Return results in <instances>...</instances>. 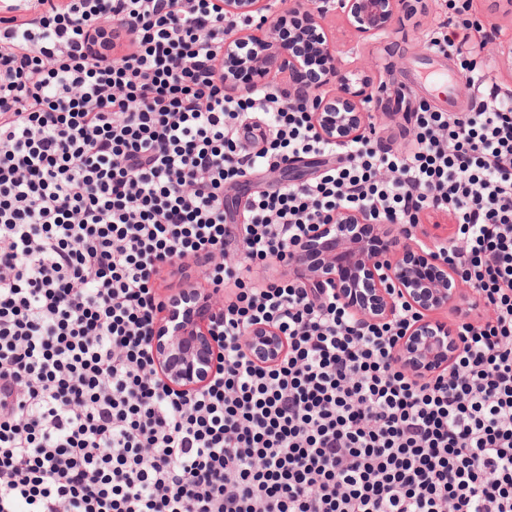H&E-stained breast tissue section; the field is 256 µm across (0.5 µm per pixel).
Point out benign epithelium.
<instances>
[{
    "mask_svg": "<svg viewBox=\"0 0 512 512\" xmlns=\"http://www.w3.org/2000/svg\"><path fill=\"white\" fill-rule=\"evenodd\" d=\"M224 11V19L260 17L252 34L234 28L224 33V91L245 95L258 87L295 101L306 96L314 101L313 122L320 134L338 145L365 134L379 107L386 84L374 85L362 77L352 79L342 56L327 37H322L316 52L324 60L320 83L307 87H286L269 80L274 73L294 75L300 69L292 45L275 38L276 29L288 19L302 14L312 26L329 14L345 18L362 37H382L390 33L394 16L404 0H215ZM251 40L261 53L246 61L237 56V45ZM248 68L252 81L242 83L236 69ZM372 227L384 237V247L374 248L359 238L356 227ZM312 249L318 260L301 263L302 251L282 266L287 276L301 274L318 284L335 286L336 296L349 311L363 320L381 322L393 318L402 305L416 313L394 350L396 365L411 374L434 376L450 366L459 350L460 337L455 327L431 317L432 312L458 306L469 293L459 276L435 253L421 257L436 271L432 280L424 277L421 266L412 259L420 249L415 230L399 225L388 230L371 220L362 209H336L326 224L312 232ZM220 313L216 302L205 296L189 298L180 307L166 306L154 328L150 344L160 377L177 390H193L205 385L217 365L221 343L212 320ZM247 354L255 362H273L282 358L288 345L278 331L267 325L251 327L242 337Z\"/></svg>",
    "mask_w": 512,
    "mask_h": 512,
    "instance_id": "1",
    "label": "benign epithelium"
}]
</instances>
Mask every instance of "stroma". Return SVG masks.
<instances>
[{
    "label": "stroma",
    "instance_id": "1",
    "mask_svg": "<svg viewBox=\"0 0 512 512\" xmlns=\"http://www.w3.org/2000/svg\"><path fill=\"white\" fill-rule=\"evenodd\" d=\"M445 9L443 0H421L414 16L399 12L392 21V34L388 39L364 38L354 33L337 15L323 19V30L334 42L344 60L363 67L365 75L388 85L386 96L392 104L386 111L378 113L375 129L378 136L386 138L398 133L405 126V113L414 111L420 102H428L439 111L467 112L472 107L468 98L447 97L437 91L424 76L425 68H439L445 72L462 75L460 62L454 55H446L430 48L431 32ZM470 12L474 17L494 24V44L482 52L491 58L497 41L512 36V7L506 0H471ZM422 45L423 50L411 54L410 49ZM410 52L409 66L405 72L391 71L390 62L396 54Z\"/></svg>",
    "mask_w": 512,
    "mask_h": 512
}]
</instances>
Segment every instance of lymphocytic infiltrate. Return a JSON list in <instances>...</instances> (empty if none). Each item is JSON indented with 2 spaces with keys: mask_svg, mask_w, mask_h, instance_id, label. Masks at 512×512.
<instances>
[{
  "mask_svg": "<svg viewBox=\"0 0 512 512\" xmlns=\"http://www.w3.org/2000/svg\"><path fill=\"white\" fill-rule=\"evenodd\" d=\"M277 37L319 81L317 29ZM223 43L214 0L0 2V512H512V95L465 59L470 111L423 103L406 145L339 146L306 103L227 95ZM309 155L319 178L225 211ZM340 206L454 222L439 251L487 312L437 376L392 361L410 309L369 323L269 275ZM167 268L225 300L199 390L163 384L149 343ZM256 324L282 360L246 354ZM291 167L293 168L294 174L289 177L286 175L285 178L297 179L296 181L279 180L274 177V174L258 171L251 176L247 186L236 188V190H226L225 207L227 209L230 207L233 211L235 222L242 224L247 220L248 214L245 211V203L247 198L254 191L268 189L271 185H275L278 182H302L318 175L319 170L321 169L317 163V159L309 157L298 159ZM242 341L247 346V354L255 362L279 360L288 349L284 336H280L275 328L267 325L251 327L242 336Z\"/></svg>",
  "mask_w": 512,
  "mask_h": 512,
  "instance_id": "f902f5d3",
  "label": "lymphocytic infiltrate"
}]
</instances>
